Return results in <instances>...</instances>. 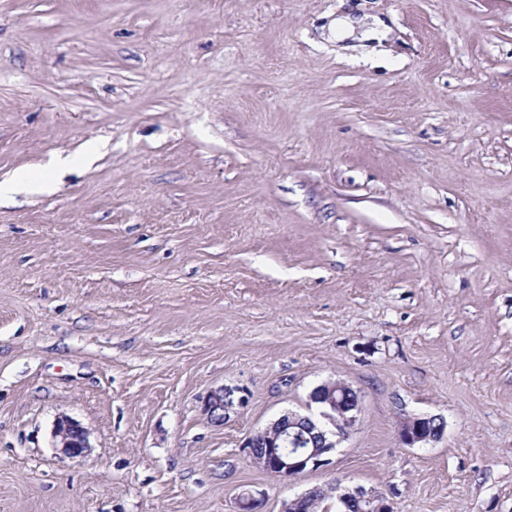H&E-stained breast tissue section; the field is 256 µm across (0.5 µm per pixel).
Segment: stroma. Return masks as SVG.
Returning <instances> with one entry per match:
<instances>
[{
	"instance_id": "obj_1",
	"label": "stroma",
	"mask_w": 512,
	"mask_h": 512,
	"mask_svg": "<svg viewBox=\"0 0 512 512\" xmlns=\"http://www.w3.org/2000/svg\"><path fill=\"white\" fill-rule=\"evenodd\" d=\"M96 143L0 201V512H512V0H0V180ZM327 380L330 465L256 469ZM54 164H49L45 169V173L40 178H21L10 179L0 182V200L9 199L21 191L27 193H50L54 188V181L52 178V171ZM314 390L317 391L314 396L309 395L307 404L309 413L285 412L247 437L244 448L254 467L272 477L288 479L329 464L328 454L355 427L362 396L349 384L335 380ZM313 403L317 404V411H313ZM325 421L332 428L327 429ZM235 393L239 395L235 397ZM249 399L244 389H229L219 387L211 390L204 399V411L210 420L217 426L223 425L227 412L235 405L243 407ZM444 422L442 416L429 413L407 416L400 425V442L408 448H423L442 437ZM53 435L55 448H59L65 455L81 456L90 448L85 428L67 415L56 418ZM337 501L344 508L351 504L359 505L362 512H393L391 502L385 495L362 488L339 494Z\"/></svg>"
}]
</instances>
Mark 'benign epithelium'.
I'll return each mask as SVG.
<instances>
[{"label":"benign epithelium","mask_w":512,"mask_h":512,"mask_svg":"<svg viewBox=\"0 0 512 512\" xmlns=\"http://www.w3.org/2000/svg\"><path fill=\"white\" fill-rule=\"evenodd\" d=\"M248 399L249 394L244 389L219 387L205 397L204 411L220 426L233 406L242 407ZM361 409L362 396L357 390L342 381H326L310 396L308 413H283L250 434L244 447L254 467L272 477L298 478L329 464L328 454L349 436ZM443 433L442 416L421 413L403 419L399 439L408 448H423L440 439ZM53 435L55 447L66 455L81 456L90 448L85 428L67 415L56 418ZM313 496L320 498L323 493L318 489L308 490L283 502L281 512H301L306 500ZM337 501L345 508L356 504L360 512H393L385 495L362 488L339 494Z\"/></svg>","instance_id":"benign-epithelium-1"}]
</instances>
